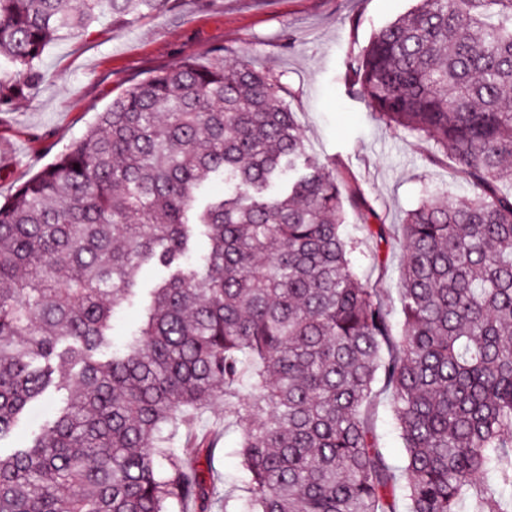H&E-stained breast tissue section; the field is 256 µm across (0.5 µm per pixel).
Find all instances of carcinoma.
Wrapping results in <instances>:
<instances>
[{
  "instance_id": "obj_1",
  "label": "carcinoma",
  "mask_w": 512,
  "mask_h": 512,
  "mask_svg": "<svg viewBox=\"0 0 512 512\" xmlns=\"http://www.w3.org/2000/svg\"><path fill=\"white\" fill-rule=\"evenodd\" d=\"M167 3L0 0V109L53 40ZM347 78L473 188L400 225L401 329L355 271L345 206L365 237L389 228L307 154L280 75L220 51L135 77L0 203V438L67 391L0 454V512H236L206 478L209 436L185 434L216 403L245 421L248 512H512V0H419ZM151 261L165 276L141 328L94 359ZM386 392L399 471L369 414ZM66 394V391L62 389L55 392L46 401L34 404L13 432L5 436L0 442L2 454H8L14 448H19L28 443L33 434L39 432L47 420L51 418L53 411L63 404Z\"/></svg>"
}]
</instances>
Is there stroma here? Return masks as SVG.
Returning a JSON list of instances; mask_svg holds the SVG:
<instances>
[{
  "instance_id": "obj_1",
  "label": "stroma",
  "mask_w": 512,
  "mask_h": 512,
  "mask_svg": "<svg viewBox=\"0 0 512 512\" xmlns=\"http://www.w3.org/2000/svg\"><path fill=\"white\" fill-rule=\"evenodd\" d=\"M414 5L415 0H170L162 12L133 21L107 16L83 39L55 40L42 55L40 82L0 111V200L81 138L132 78L187 57L210 63L219 49L227 64L244 61L281 74L309 153L335 164L383 223L400 224L429 194L464 200L470 190L452 165L429 162L423 141L386 127L345 79L351 55ZM402 257L401 247L371 240L353 255L362 283L382 288L394 312ZM162 275L154 265L141 268L136 295L113 323L115 343L137 328L148 290ZM65 398L59 391L34 404L0 439V452L28 443ZM371 418L387 461L401 466L402 440L387 397L377 399ZM198 426L219 431L212 467L220 489L238 492L247 475L237 426H225L219 405L199 415Z\"/></svg>"
}]
</instances>
